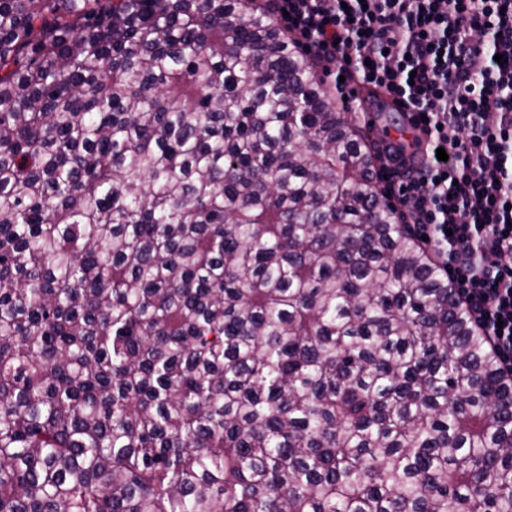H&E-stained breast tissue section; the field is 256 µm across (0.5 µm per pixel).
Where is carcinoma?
Listing matches in <instances>:
<instances>
[{
    "instance_id": "obj_1",
    "label": "carcinoma",
    "mask_w": 512,
    "mask_h": 512,
    "mask_svg": "<svg viewBox=\"0 0 512 512\" xmlns=\"http://www.w3.org/2000/svg\"><path fill=\"white\" fill-rule=\"evenodd\" d=\"M262 0H0V512H512V380Z\"/></svg>"
}]
</instances>
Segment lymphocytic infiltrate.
I'll return each instance as SVG.
<instances>
[{
	"label": "lymphocytic infiltrate",
	"instance_id": "1",
	"mask_svg": "<svg viewBox=\"0 0 512 512\" xmlns=\"http://www.w3.org/2000/svg\"><path fill=\"white\" fill-rule=\"evenodd\" d=\"M268 2L341 102L383 87L421 129L375 173L512 377V0Z\"/></svg>",
	"mask_w": 512,
	"mask_h": 512
}]
</instances>
